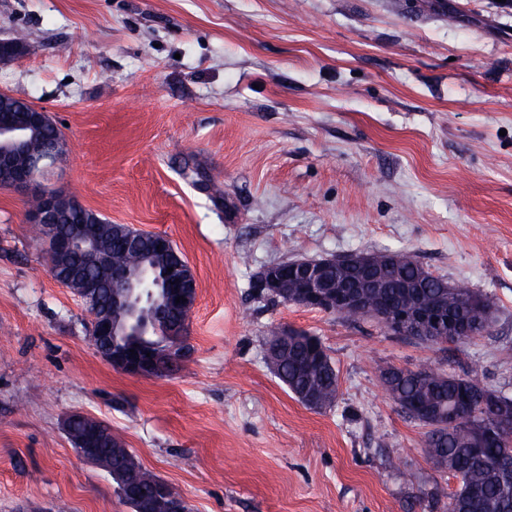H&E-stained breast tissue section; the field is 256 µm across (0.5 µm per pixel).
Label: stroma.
Masks as SVG:
<instances>
[{"mask_svg":"<svg viewBox=\"0 0 512 512\" xmlns=\"http://www.w3.org/2000/svg\"><path fill=\"white\" fill-rule=\"evenodd\" d=\"M0 92L46 109L69 151L38 188L168 235L198 281L191 354L133 377L48 272L27 196L0 188V512H132L74 450L111 426L189 512H429L455 478L380 367L447 363L512 395V4L504 0H0ZM405 250L487 294L488 334L439 346L251 285L267 266ZM320 339L333 407L266 360Z\"/></svg>","mask_w":512,"mask_h":512,"instance_id":"35a3bbf8","label":"stroma"}]
</instances>
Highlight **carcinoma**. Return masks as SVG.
<instances>
[{"instance_id": "carcinoma-1", "label": "carcinoma", "mask_w": 512, "mask_h": 512, "mask_svg": "<svg viewBox=\"0 0 512 512\" xmlns=\"http://www.w3.org/2000/svg\"><path fill=\"white\" fill-rule=\"evenodd\" d=\"M0 105L7 121L21 123L32 111L31 104L9 94ZM64 224H93L99 239L109 244L129 265L140 262L145 254L124 250L114 237V225L91 211L71 210ZM390 262L373 277L379 287L370 288L372 305L389 313L400 312L421 303L440 316L448 309L467 323L469 333L457 342L470 341L486 333L489 326L472 325L477 310L489 299L480 292L435 276L411 253L389 251ZM288 294L272 297L264 289L256 294L270 302L304 305L300 283L291 279L288 265ZM140 315L151 322L144 336H117L119 344L148 345L157 351L168 346L170 332H185L186 324L178 307L144 308ZM393 366L380 369L383 385L404 415L427 428L424 447L430 462L458 480V488L449 495L445 512H512V396L489 387L477 374L457 375L439 364L403 369L389 376ZM276 376L299 401L313 410L332 407L338 395V373L321 341L304 331L289 329L288 349L281 355ZM108 431L100 455L112 468V480L119 497L133 512H165L164 496L179 497L171 486L145 470L125 444Z\"/></svg>"}]
</instances>
